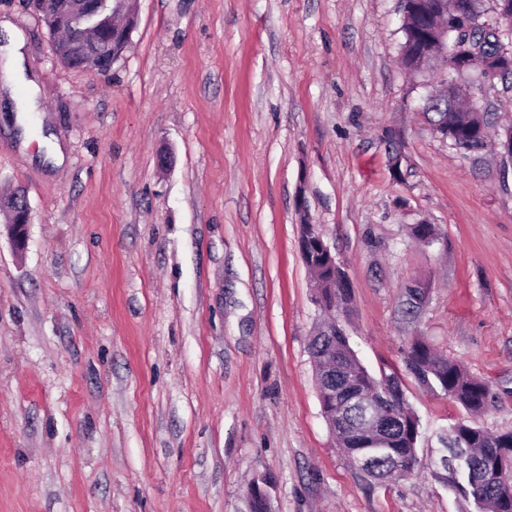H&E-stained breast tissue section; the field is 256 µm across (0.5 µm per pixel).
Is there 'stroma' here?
<instances>
[{
  "mask_svg": "<svg viewBox=\"0 0 512 512\" xmlns=\"http://www.w3.org/2000/svg\"><path fill=\"white\" fill-rule=\"evenodd\" d=\"M133 4L128 49L91 73L28 0H0L39 87L23 148L27 89L0 54V196L30 205L20 254L0 211V512H245L262 476L273 512H459L436 434L466 412L411 376L416 473L378 484L338 447L299 249L306 218L345 266L341 322L372 374L420 334L512 382V172L425 122L447 70H403L400 0ZM409 284L429 290L414 324Z\"/></svg>",
  "mask_w": 512,
  "mask_h": 512,
  "instance_id": "1",
  "label": "stroma"
}]
</instances>
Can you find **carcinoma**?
<instances>
[{
  "instance_id": "obj_1",
  "label": "carcinoma",
  "mask_w": 512,
  "mask_h": 512,
  "mask_svg": "<svg viewBox=\"0 0 512 512\" xmlns=\"http://www.w3.org/2000/svg\"><path fill=\"white\" fill-rule=\"evenodd\" d=\"M435 0H412L408 4V16L403 18L401 31L404 35L403 65L415 73V47L421 35L433 30V26L421 20L422 15L434 8ZM485 0H469L466 18L470 20L475 32V45L484 56L499 52V47L485 35ZM427 124L448 135L451 145L461 148L465 154L479 156L485 149L488 129L494 125L490 112L475 109L472 104L457 103L456 111H449L448 104L423 113ZM308 259L316 273V288L323 297L331 290L336 293H351L350 283L342 282L341 275L334 274L330 252L322 242L313 240L308 249ZM428 291L425 288L408 286L404 289L401 301L403 320L415 323L420 315L422 303ZM336 351V360L340 361L345 372H336V386L345 382L362 386L376 396H387L406 409L405 416L390 419L384 431L379 435H368L364 431V414L360 407L348 410V422L336 425L337 437L352 464L364 459L363 472L380 483L391 480L396 474L397 461L406 463L408 476L418 466V442L422 434L421 420L410 407L404 392L401 376L392 371L376 377L360 362L351 347L347 331L336 329V336L325 340L315 336L309 342V352L313 359L316 382L323 381L321 369L325 353ZM405 371L414 380L430 392L451 398L471 414L493 408L503 400L512 397V388L496 384L489 380L474 378L466 373L455 360L440 356L434 347L424 338H416L409 346L404 358ZM446 442L445 458L470 453L471 465L466 469L450 473L449 486L460 503L461 512H512V496L506 497L498 488L495 474L503 457L512 455V431L492 434L470 420L461 419L451 424L441 433ZM253 499L247 503L251 512H268L270 509L269 482L261 477L254 481Z\"/></svg>"
}]
</instances>
